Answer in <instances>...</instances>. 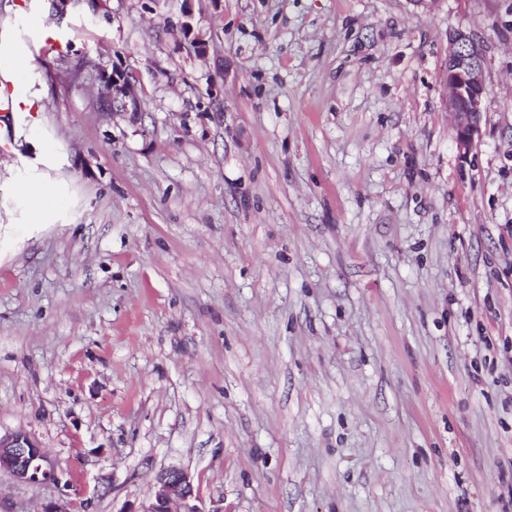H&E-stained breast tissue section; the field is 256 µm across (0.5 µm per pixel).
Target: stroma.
<instances>
[{
  "label": "stroma",
  "instance_id": "1",
  "mask_svg": "<svg viewBox=\"0 0 512 512\" xmlns=\"http://www.w3.org/2000/svg\"><path fill=\"white\" fill-rule=\"evenodd\" d=\"M181 4L0 0L34 99L0 125V433L68 484L0 473V512H139L171 467L204 512H512V0H202L205 63ZM117 67L139 116L97 102ZM446 111L452 116L455 145L462 161L470 157L481 134L482 103L487 93L484 47L461 29L448 31Z\"/></svg>",
  "mask_w": 512,
  "mask_h": 512
}]
</instances>
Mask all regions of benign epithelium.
<instances>
[{
    "label": "benign epithelium",
    "instance_id": "benign-epithelium-1",
    "mask_svg": "<svg viewBox=\"0 0 512 512\" xmlns=\"http://www.w3.org/2000/svg\"><path fill=\"white\" fill-rule=\"evenodd\" d=\"M444 84L445 109L453 118L456 149L465 162L480 138L487 84L484 47L461 29L448 30V74ZM97 97L112 104L114 110L134 113L141 101L136 79L118 70L101 84ZM43 461L42 448L28 433L18 430L0 435V471L29 484L57 480L55 470L44 467ZM195 501L191 476L182 469L168 468L157 473L152 493L139 512H203Z\"/></svg>",
    "mask_w": 512,
    "mask_h": 512
}]
</instances>
